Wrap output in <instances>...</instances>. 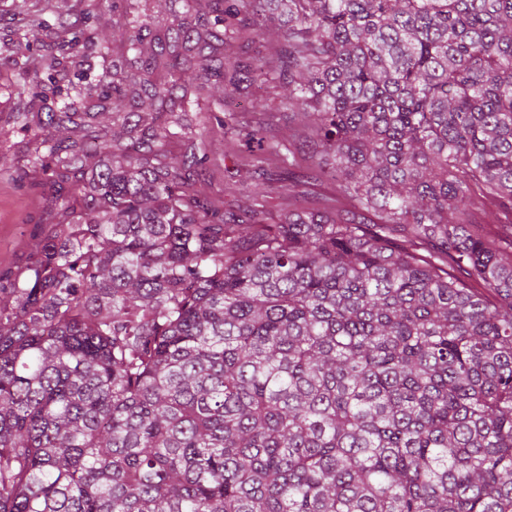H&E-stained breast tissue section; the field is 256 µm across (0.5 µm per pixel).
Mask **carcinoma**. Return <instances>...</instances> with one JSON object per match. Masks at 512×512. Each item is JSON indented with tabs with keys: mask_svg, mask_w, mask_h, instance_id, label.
Here are the masks:
<instances>
[{
	"mask_svg": "<svg viewBox=\"0 0 512 512\" xmlns=\"http://www.w3.org/2000/svg\"><path fill=\"white\" fill-rule=\"evenodd\" d=\"M19 0L26 78L86 30L112 81L22 84L56 219L0 286V512H512V0ZM272 31L224 63L225 35ZM288 90L369 223L196 188L226 96ZM480 283L503 301L489 304Z\"/></svg>",
	"mask_w": 512,
	"mask_h": 512,
	"instance_id": "carcinoma-1",
	"label": "carcinoma"
}]
</instances>
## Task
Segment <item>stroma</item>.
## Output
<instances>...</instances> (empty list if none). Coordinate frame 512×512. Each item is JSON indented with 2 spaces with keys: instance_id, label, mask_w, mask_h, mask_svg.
<instances>
[{
  "instance_id": "stroma-1",
  "label": "stroma",
  "mask_w": 512,
  "mask_h": 512,
  "mask_svg": "<svg viewBox=\"0 0 512 512\" xmlns=\"http://www.w3.org/2000/svg\"><path fill=\"white\" fill-rule=\"evenodd\" d=\"M53 77L62 90L75 94L111 80L112 66L83 50L75 64L54 72ZM18 81L11 56L0 55V129L8 131L7 137L0 138V275L11 278L30 266L35 254L33 244L42 226L54 219L48 186L31 183L24 175L26 160L35 154L37 144L15 122ZM254 93L265 99L267 112H253L247 99L241 96L228 98L227 111L235 113L240 122L265 125L271 139L289 140L294 165L285 171L276 157H269L265 163L268 181L262 187L267 195L259 197L262 188L249 175L236 171L240 147L215 134L211 137L214 165L207 171L202 189L223 196L228 207L260 199L265 209L263 219L268 224L278 222L282 213L298 203L315 210H354V203L338 195L332 180L317 178L315 161L306 146L300 122L285 107L283 88L270 82L256 86Z\"/></svg>"
}]
</instances>
